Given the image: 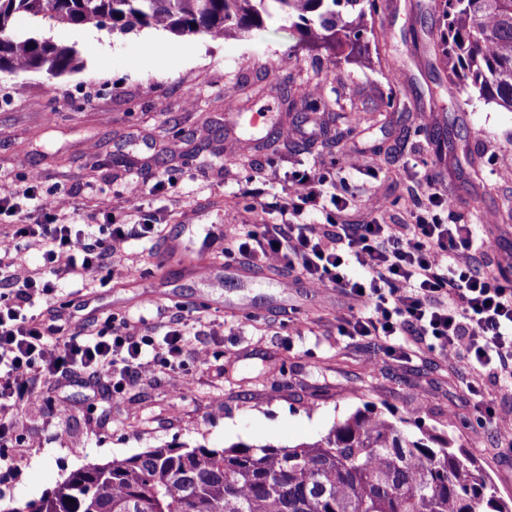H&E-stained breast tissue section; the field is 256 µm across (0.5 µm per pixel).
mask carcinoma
<instances>
[{"mask_svg": "<svg viewBox=\"0 0 512 512\" xmlns=\"http://www.w3.org/2000/svg\"><path fill=\"white\" fill-rule=\"evenodd\" d=\"M379 0H0V73L79 69L56 25L112 34L161 29L214 40L262 26L276 12L316 51L369 56L366 14ZM438 47L448 85L512 112V0H439ZM14 512H512L463 448L406 433L358 410L312 443L151 448L72 472Z\"/></svg>", "mask_w": 512, "mask_h": 512, "instance_id": "carcinoma-1", "label": "carcinoma"}]
</instances>
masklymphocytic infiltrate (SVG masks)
<instances>
[{
  "mask_svg": "<svg viewBox=\"0 0 512 512\" xmlns=\"http://www.w3.org/2000/svg\"><path fill=\"white\" fill-rule=\"evenodd\" d=\"M439 179L427 175L408 220L348 224L340 218L345 201L328 189L329 175L291 172L278 220L252 208V230L232 240L224 255L253 268L287 270L320 291L336 290L351 302L340 334L379 339L394 360L407 359L412 344L423 343L449 364L512 389V281L485 271L495 244L478 225L462 222L447 193L436 191ZM145 193L143 182L127 184L129 206L120 223L107 199L84 217L71 200L29 187L0 195V213L18 225L0 239V472L17 467L8 453L18 443L10 413L40 401V385L82 378L106 399L160 371L181 379L187 360L207 362V348L188 346L189 324L181 315L165 322L159 338L112 318L71 331L44 322V304L62 298L58 280H83L120 265L130 240L159 234V225L136 219ZM319 213L325 223L315 222ZM33 240L43 244L34 269L27 259Z\"/></svg>",
  "mask_w": 512,
  "mask_h": 512,
  "instance_id": "1",
  "label": "lymphocytic infiltrate"
}]
</instances>
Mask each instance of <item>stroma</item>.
<instances>
[{
	"instance_id": "stroma-1",
	"label": "stroma",
	"mask_w": 512,
	"mask_h": 512,
	"mask_svg": "<svg viewBox=\"0 0 512 512\" xmlns=\"http://www.w3.org/2000/svg\"><path fill=\"white\" fill-rule=\"evenodd\" d=\"M440 27L434 0H386L372 23L377 49L363 62L309 52L276 16L221 40L58 28L54 37L77 49L79 70L0 74V189L35 175L41 192H72L89 208L111 199L120 218L136 179L154 189L141 220L163 226L159 236L129 241L122 265L97 269L85 283L61 280L82 305L48 310L47 319L142 316L151 327L185 304L200 331L194 344L210 352L206 364H190L189 386L161 373L104 403L73 382L59 390L73 405L61 421L41 403L17 407L26 445L16 451L19 470L0 476V512L38 500L89 462L171 444L292 446L366 408L472 451L498 495L512 496L507 439L478 423L485 406L511 411L512 392L424 346L406 363L371 360L368 341L337 331L349 314L342 295L289 281L279 269L224 261L226 243L249 231L251 207L278 202L290 171L331 172L342 153L357 151L378 176L347 174L341 194L360 200L347 220L404 212L427 161L466 219L493 217L484 228L497 244L488 270L512 278V181L496 175L512 161V112L476 97L457 105L436 61ZM316 84L337 100L336 111L296 121L289 101ZM258 113L265 122L253 123ZM295 124L309 140L281 137ZM343 127L352 135L333 138ZM376 180L388 196L380 207L367 202ZM206 255L211 274H192L191 262ZM476 379L477 394L468 389Z\"/></svg>"
}]
</instances>
